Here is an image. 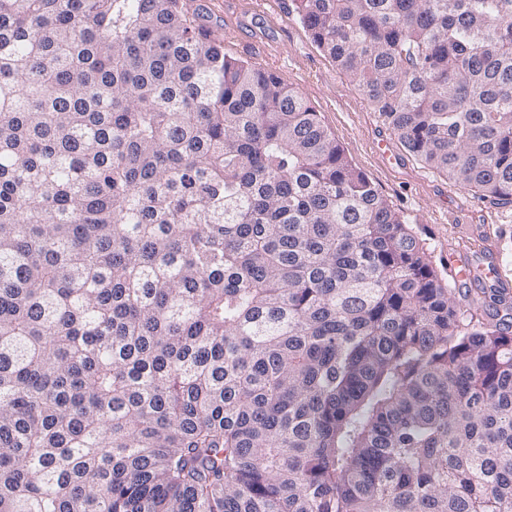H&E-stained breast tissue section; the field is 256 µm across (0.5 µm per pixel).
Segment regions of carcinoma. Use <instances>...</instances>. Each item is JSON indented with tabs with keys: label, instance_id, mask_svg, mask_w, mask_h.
<instances>
[{
	"label": "carcinoma",
	"instance_id": "carcinoma-1",
	"mask_svg": "<svg viewBox=\"0 0 512 512\" xmlns=\"http://www.w3.org/2000/svg\"><path fill=\"white\" fill-rule=\"evenodd\" d=\"M295 8L512 205V0ZM481 292L178 0H0V512H512V293Z\"/></svg>",
	"mask_w": 512,
	"mask_h": 512
}]
</instances>
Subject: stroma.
Masks as SVG:
<instances>
[{"label":"stroma","instance_id":"obj_1","mask_svg":"<svg viewBox=\"0 0 512 512\" xmlns=\"http://www.w3.org/2000/svg\"><path fill=\"white\" fill-rule=\"evenodd\" d=\"M187 17L220 42L227 57L276 74L298 90L351 163L404 215L453 298L467 304L478 282L455 276L452 261L500 263L512 280V207L463 188L410 153L313 42L293 0H179ZM387 141L389 156L376 151Z\"/></svg>","mask_w":512,"mask_h":512}]
</instances>
